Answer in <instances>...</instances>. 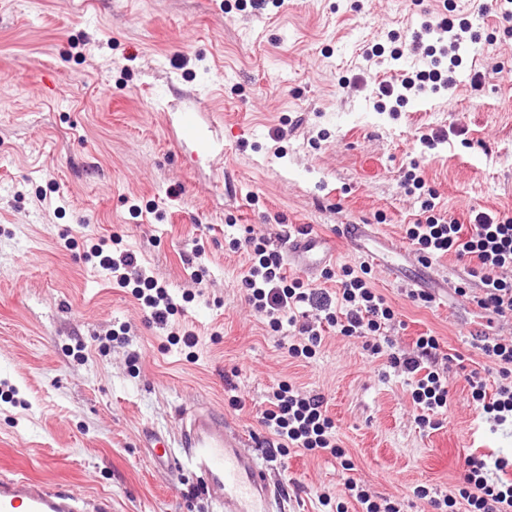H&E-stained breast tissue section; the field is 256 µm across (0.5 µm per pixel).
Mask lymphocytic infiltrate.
I'll list each match as a JSON object with an SVG mask.
<instances>
[{
    "mask_svg": "<svg viewBox=\"0 0 512 512\" xmlns=\"http://www.w3.org/2000/svg\"><path fill=\"white\" fill-rule=\"evenodd\" d=\"M453 0H442V9L434 19L422 22L409 39L399 33H388L387 44H374L364 51L366 61L383 55L400 59L403 52L429 60L430 69H407L399 83L378 84L376 95L384 99L422 95L439 90L455 91L457 80L453 68L459 63L458 51L472 27L466 19L457 18ZM403 185L408 193H421L420 212L407 225L405 234L421 262L448 253L469 259L470 277L481 284L479 292L460 288V295H471L482 309L508 320L512 318V218L482 208H471L467 222L447 219L437 214L432 197L424 196L426 182L411 171ZM232 247L248 246L252 262L242 278V286L254 310L266 320L272 331L283 326L295 327L288 345L293 358H313L323 342L325 327L335 328L343 336H369L372 354H385L383 339L398 314L364 274L345 270L336 294L325 289L308 288L297 278L288 277L281 254L268 248L263 239L248 235L232 239ZM100 268L118 287L131 288L141 301L152 323L168 325L177 305L166 286L142 268L136 255L121 246L120 239L99 241L91 249ZM479 349L494 364L498 379L488 388L479 371H470L466 380L472 398L495 425L512 422V338L483 336ZM391 367L401 369L411 380V396L416 406L415 423L422 429L435 430L439 416L448 407V378L440 364L439 341L434 336H421L409 355L387 354ZM262 423L275 435L280 448L327 454L339 459L350 476L344 482L349 497L361 507L360 512H403L400 502L371 494L361 482L352 478L354 464L347 459L339 443L336 424L328 414L327 400L320 393H306L292 384H277L268 396V407ZM507 459H488L484 455H468L464 460L463 480L453 492L439 494L428 487L414 490L417 499L427 501L433 512H512V477L505 471Z\"/></svg>",
    "mask_w": 512,
    "mask_h": 512,
    "instance_id": "f902f5d3",
    "label": "lymphocytic infiltrate"
}]
</instances>
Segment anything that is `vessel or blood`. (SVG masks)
<instances>
[{
  "label": "vessel or blood",
  "instance_id": "1",
  "mask_svg": "<svg viewBox=\"0 0 512 512\" xmlns=\"http://www.w3.org/2000/svg\"><path fill=\"white\" fill-rule=\"evenodd\" d=\"M342 239L363 251L368 261H379V254L368 247L379 239L376 225H345ZM284 243L289 268L305 277L319 274L336 256L330 241L317 234H289ZM244 443L242 431L217 408L191 406L180 416L183 455L174 464L191 467L219 512H272L281 491L269 484L266 465L245 452ZM0 512H112V506L106 500L91 503L27 478L1 475Z\"/></svg>",
  "mask_w": 512,
  "mask_h": 512
}]
</instances>
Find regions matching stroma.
<instances>
[{"label":"stroma","instance_id":"stroma-1","mask_svg":"<svg viewBox=\"0 0 512 512\" xmlns=\"http://www.w3.org/2000/svg\"><path fill=\"white\" fill-rule=\"evenodd\" d=\"M224 2L0 0V472L108 499L112 512H217L145 432L177 446L181 408L206 402L267 459L276 438L257 415L286 381L326 396L354 478L424 512L414 489H452L466 455L512 458V428L483 417L465 379H496L470 331L510 337L512 320L489 322L456 294L466 264L455 254L433 262L450 287L436 302L373 266L398 312L395 351L427 333L450 360L448 408L424 432L407 375L384 371L364 338L330 329L314 358L289 357L245 300L248 254L229 249L224 226L275 247L291 226L335 238L374 224L414 266L404 229L420 202L400 185L413 161L448 218L479 205L512 217V37L489 0H460L482 36L461 70L481 72L480 87L463 79L454 98L394 114L376 110L374 81L399 62L351 48L410 33L436 0H283L261 16ZM431 129L448 140L421 152ZM114 234L190 295L176 320L197 336L195 359L85 261L87 240ZM199 244L198 284L184 259ZM343 478L336 459L300 450L268 465L287 512H322L320 489Z\"/></svg>","mask_w":512,"mask_h":512}]
</instances>
